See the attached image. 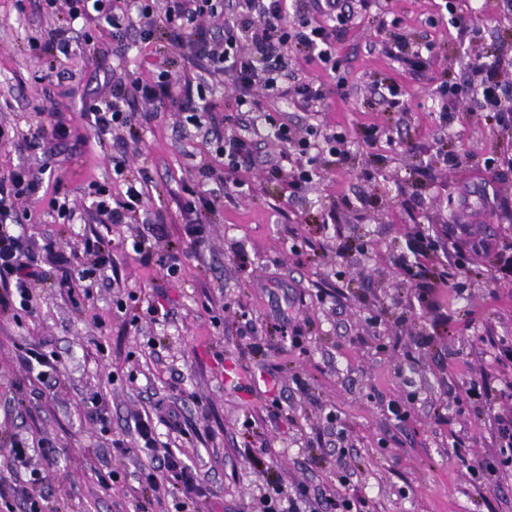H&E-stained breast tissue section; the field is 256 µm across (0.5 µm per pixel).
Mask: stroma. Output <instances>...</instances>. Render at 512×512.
Masks as SVG:
<instances>
[{"mask_svg": "<svg viewBox=\"0 0 512 512\" xmlns=\"http://www.w3.org/2000/svg\"><path fill=\"white\" fill-rule=\"evenodd\" d=\"M456 7L472 15L480 38L459 32L444 0H379L337 41L339 73L293 59V70L330 87V97L312 118L285 98L268 99L267 108L301 136L310 126L347 133L349 160L317 155L314 181L294 196L261 167L242 168V191L221 195L201 215L200 257L183 260L170 277L126 242L148 219L166 226L157 253L183 243L181 188L201 164L223 169V157L213 143L184 138L185 116L172 109L123 144L98 142L81 101L92 91L108 95V87L92 85L87 72L68 78L64 60L47 71L30 48L62 15L38 0H0V124L24 133L58 120L71 131V148L55 157L56 176L44 184L47 196L67 194L83 211L92 202L89 184L119 199L126 180L149 178L143 215L124 224H68L45 205L28 213L24 238L49 237L64 251L88 237L110 238L119 284L73 301L50 268L34 287L32 312L0 311L1 474L9 456L3 442L18 433L39 449L33 467L52 471L46 512H174L141 493L139 442L126 417L161 415L177 401L187 434L163 440L197 469L207 492L202 512H257L261 491L291 492L301 483L362 498L364 512H512V466L490 481L472 470L494 452L499 418L512 415L502 395L512 361L499 355L500 342L512 341V282L495 277L500 252L512 244V169L489 179L480 171L482 158L512 150V130L467 109L442 131L436 103L438 84L465 80L468 62L485 47L512 59V12L500 0ZM388 14L400 17L399 29H379ZM398 37L409 50L433 42L424 69L410 71L389 55ZM98 42L105 70L118 65L146 77L164 61L173 72L198 73L161 27L146 44L127 36L118 57L110 36ZM340 74L345 98L334 92ZM385 80L400 86L407 113L374 105L369 88ZM373 125L386 136L369 138ZM444 132L456 164L429 170ZM120 156L121 179L112 171ZM348 197L363 206L341 208ZM331 212L335 223H323ZM423 227L467 263L453 287L434 296L455 317L446 331L434 327L429 303L399 267ZM340 233L369 242L368 253L338 259ZM472 267L481 277L469 275ZM157 302L169 309L167 321L148 314ZM34 346L57 360L64 385L56 395H38L18 363ZM94 396L111 420L105 438L88 418ZM393 402L404 419L389 412ZM333 425L344 432L341 459L330 453ZM115 440L129 455L112 449ZM311 456L323 464L307 466ZM106 467L116 479L100 478Z\"/></svg>", "mask_w": 512, "mask_h": 512, "instance_id": "35a3bbf8", "label": "stroma"}]
</instances>
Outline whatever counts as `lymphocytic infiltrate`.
Returning <instances> with one entry per match:
<instances>
[{"mask_svg": "<svg viewBox=\"0 0 512 512\" xmlns=\"http://www.w3.org/2000/svg\"><path fill=\"white\" fill-rule=\"evenodd\" d=\"M65 22L51 30L47 40L32 39L31 49L50 53L52 58L73 60L85 67L101 49L91 36L76 40L75 22L94 23L119 33H132L143 42L150 41L156 26L166 29L173 45L188 49V59L200 68V75L182 80L173 78L165 65H158L153 76L142 78L122 72L112 75L110 96L83 102L84 117L99 140L119 138L121 131L150 121L153 113L176 106L186 112V123L195 137H215L224 158V173L216 175L206 165L197 170L196 184L187 188L182 210L188 214L185 227V251L196 254L202 242L203 226L197 218L200 209L213 206L205 185L235 182L243 165H256L252 150L255 140L263 139L280 145L278 160L270 161L267 173L276 178L289 173L292 191L305 188L313 174L303 164L304 156L319 149L347 159L348 138L342 133L323 135L321 142L296 136L287 119L275 118L263 106L261 95L287 97L303 110L320 107L328 97L324 85L299 78L288 68L289 56L317 60L330 70H337L335 44L344 27L354 19L358 9L368 8L371 0H64ZM473 71L481 73L480 84L443 82L438 91V108L445 123H453L458 105L475 97L486 122L497 123L512 112V84L501 78L505 62L492 54L471 61ZM232 80L239 117L222 135H214L210 126L197 118L198 113H212L216 104L208 99L210 85ZM150 104L141 112L138 102ZM69 132L62 123L39 128L36 134L23 138V150H42L39 166H23L0 176V309L17 305L28 309L32 301L31 286L41 280L45 266L60 270V288L91 291L100 270L112 264L109 240L98 236L82 243L85 265L72 264L70 258L56 249L53 240L43 243L25 241L17 228L25 216L24 205L42 200L40 191L44 176L51 168V152L46 144L60 145ZM94 218L100 224H121L140 212L148 199L147 186L129 182L122 199H113L102 185H93ZM433 240L424 237L415 249V261L405 272L422 294L447 286L458 265L451 259L433 255ZM138 435L141 453L148 460L140 469V482L156 499L182 497L198 505L206 492L195 468L175 457L169 448L158 445L156 424L146 415L129 419ZM30 488L12 490L0 479V504L6 512H44L47 482L45 471L30 472ZM325 512H361L357 498L327 494L310 499L306 485H297L294 494L284 495L282 488L261 501L259 512H304L311 506Z\"/></svg>", "mask_w": 512, "mask_h": 512, "instance_id": "obj_1", "label": "lymphocytic infiltrate"}]
</instances>
